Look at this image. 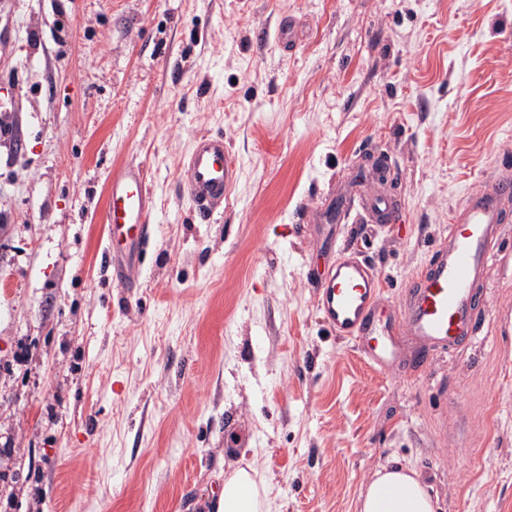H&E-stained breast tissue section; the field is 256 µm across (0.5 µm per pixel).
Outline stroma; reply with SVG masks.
<instances>
[{
  "mask_svg": "<svg viewBox=\"0 0 512 512\" xmlns=\"http://www.w3.org/2000/svg\"><path fill=\"white\" fill-rule=\"evenodd\" d=\"M0 122V512H202L247 466L271 512H355L396 458L436 512H512V195L446 353L373 369L309 277L347 247L399 305L512 174V0H0ZM203 134L238 159L209 224L182 191ZM125 163L151 192L131 294L104 251ZM374 175L400 223L326 222Z\"/></svg>",
  "mask_w": 512,
  "mask_h": 512,
  "instance_id": "obj_1",
  "label": "stroma"
}]
</instances>
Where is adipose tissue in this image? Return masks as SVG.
<instances>
[{
  "instance_id": "adipose-tissue-1",
  "label": "adipose tissue",
  "mask_w": 512,
  "mask_h": 512,
  "mask_svg": "<svg viewBox=\"0 0 512 512\" xmlns=\"http://www.w3.org/2000/svg\"><path fill=\"white\" fill-rule=\"evenodd\" d=\"M213 507L215 512H271L263 481L243 468L225 476ZM355 508L356 512H435L436 505L416 469L396 459L375 471L360 490Z\"/></svg>"
}]
</instances>
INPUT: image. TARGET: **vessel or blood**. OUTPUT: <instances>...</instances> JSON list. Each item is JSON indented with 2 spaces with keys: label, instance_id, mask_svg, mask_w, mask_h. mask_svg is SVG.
Returning <instances> with one entry per match:
<instances>
[{
  "label": "vessel or blood",
  "instance_id": "vessel-or-blood-1",
  "mask_svg": "<svg viewBox=\"0 0 512 512\" xmlns=\"http://www.w3.org/2000/svg\"><path fill=\"white\" fill-rule=\"evenodd\" d=\"M238 162L222 136L196 138L186 166L184 191L198 219L208 223L224 209L237 180ZM512 194V177L464 203L435 250V262L398 309L383 310V280L365 257L342 248L316 274L317 310L337 337L353 341L375 368L389 371L415 348L438 352L476 335L474 289L498 254L503 222L501 198ZM149 203L144 170L126 164L112 171L105 222V252L126 287L137 274L149 243Z\"/></svg>",
  "mask_w": 512,
  "mask_h": 512
}]
</instances>
